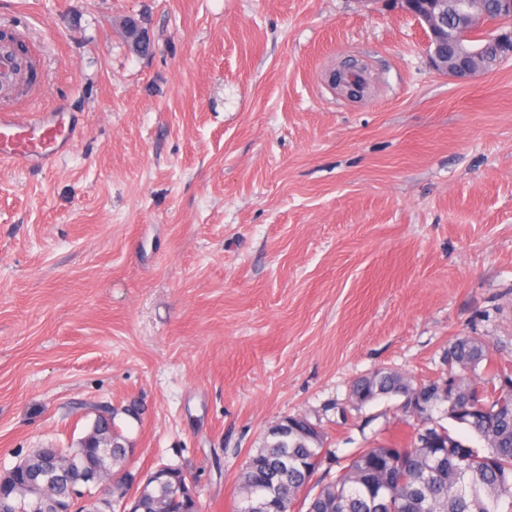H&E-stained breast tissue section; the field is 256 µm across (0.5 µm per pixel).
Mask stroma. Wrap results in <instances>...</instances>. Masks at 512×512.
<instances>
[{
  "instance_id": "35a3bbf8",
  "label": "stroma",
  "mask_w": 512,
  "mask_h": 512,
  "mask_svg": "<svg viewBox=\"0 0 512 512\" xmlns=\"http://www.w3.org/2000/svg\"><path fill=\"white\" fill-rule=\"evenodd\" d=\"M1 29L81 135L0 164V469L134 400V470L233 512L283 416L340 456L409 433L356 378L439 376L462 335L512 372V60L459 83L384 0H0Z\"/></svg>"
}]
</instances>
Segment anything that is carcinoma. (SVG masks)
Wrapping results in <instances>:
<instances>
[{
	"instance_id": "obj_1",
	"label": "carcinoma",
	"mask_w": 512,
	"mask_h": 512,
	"mask_svg": "<svg viewBox=\"0 0 512 512\" xmlns=\"http://www.w3.org/2000/svg\"><path fill=\"white\" fill-rule=\"evenodd\" d=\"M446 373L418 380L382 368L357 378L352 402L363 407L380 398L400 397L422 406L409 441L358 448L338 457L324 450L322 429L304 415L279 420L282 433H266L240 473L235 512H292L299 497L306 512H512V413L497 411L500 374L490 370L488 343L458 336L450 344ZM87 434L68 448H33L3 471L0 504L6 512H40L55 499L61 512L74 503L76 476L48 481L30 466L60 456L75 472L103 466L101 501L77 512H116L132 477L128 439L110 406H96ZM450 421L447 426L444 421ZM467 430L459 438L454 428ZM338 470L316 492L309 483L322 464ZM159 483L136 489L134 512H196L179 493L189 474L166 465Z\"/></svg>"
}]
</instances>
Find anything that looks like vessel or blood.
Returning <instances> with one entry per match:
<instances>
[{
    "mask_svg": "<svg viewBox=\"0 0 512 512\" xmlns=\"http://www.w3.org/2000/svg\"><path fill=\"white\" fill-rule=\"evenodd\" d=\"M76 136L75 126L60 127L51 114L38 110L21 114L14 105H0V163L55 160Z\"/></svg>",
    "mask_w": 512,
    "mask_h": 512,
    "instance_id": "b4317fda",
    "label": "vessel or blood"
}]
</instances>
